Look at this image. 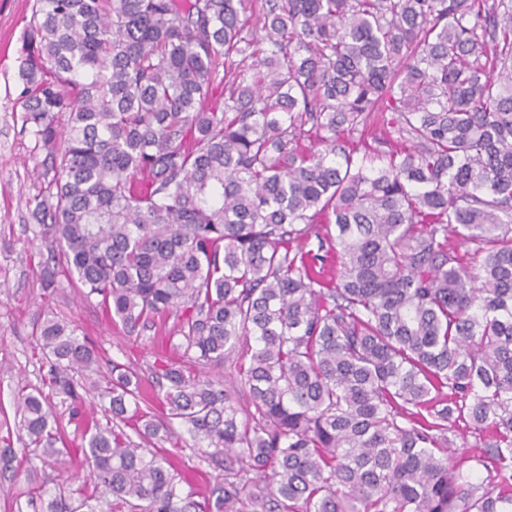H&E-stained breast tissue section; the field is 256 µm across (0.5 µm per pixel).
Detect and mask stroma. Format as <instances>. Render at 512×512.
Returning <instances> with one entry per match:
<instances>
[{"label": "stroma", "instance_id": "35a3bbf8", "mask_svg": "<svg viewBox=\"0 0 512 512\" xmlns=\"http://www.w3.org/2000/svg\"><path fill=\"white\" fill-rule=\"evenodd\" d=\"M34 0H0V420L13 419V395L18 383L39 384L49 370L46 360L33 356V327L45 309L72 321L102 355L100 370L109 374L113 363L129 365L150 384L154 363L170 346L180 344L176 316H168L150 331L129 338L119 334L101 312L97 296L75 288L44 290L39 281L41 242L33 232V173L42 155L34 140L21 131V84L18 70L23 32ZM164 454L188 473L196 499L207 496L224 476L223 470L201 460L196 449L162 444ZM55 466L33 460L18 476H0V512H36L17 508L16 498L33 486L52 484Z\"/></svg>", "mask_w": 512, "mask_h": 512}]
</instances>
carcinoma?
<instances>
[{
	"instance_id": "carcinoma-1",
	"label": "carcinoma",
	"mask_w": 512,
	"mask_h": 512,
	"mask_svg": "<svg viewBox=\"0 0 512 512\" xmlns=\"http://www.w3.org/2000/svg\"><path fill=\"white\" fill-rule=\"evenodd\" d=\"M19 77L43 287L127 337L176 314L187 361L148 402L44 314L16 431L89 469L32 488L46 512H512V0H35ZM92 390L56 447L51 398ZM466 418L483 475L450 453ZM175 422L224 470L203 504L127 433Z\"/></svg>"
}]
</instances>
